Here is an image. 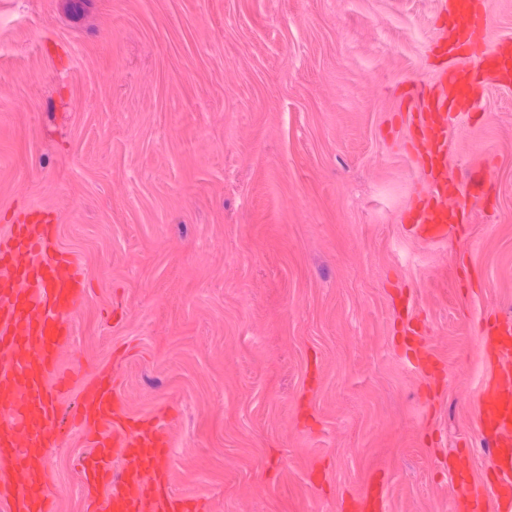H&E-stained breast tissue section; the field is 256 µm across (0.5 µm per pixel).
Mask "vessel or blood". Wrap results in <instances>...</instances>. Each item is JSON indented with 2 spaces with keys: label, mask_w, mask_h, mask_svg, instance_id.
<instances>
[{
  "label": "vessel or blood",
  "mask_w": 512,
  "mask_h": 512,
  "mask_svg": "<svg viewBox=\"0 0 512 512\" xmlns=\"http://www.w3.org/2000/svg\"><path fill=\"white\" fill-rule=\"evenodd\" d=\"M434 17L433 76L410 84L401 100L406 155L420 182L400 222L429 246L467 223L492 188L490 172L463 184L450 167L459 116L488 85L512 82V38L491 39L486 0H434ZM59 227L56 211L38 205L0 225V512H55L61 487L48 455L73 427L86 447L78 458L86 512H205L202 500L174 492L169 433L159 418L126 408L115 363L71 382L67 349L88 301V273L61 246ZM473 335L488 359L474 395L484 476L476 478L471 452L445 455L454 512H512V316L488 315ZM343 508L384 512L382 483Z\"/></svg>",
  "instance_id": "1"
}]
</instances>
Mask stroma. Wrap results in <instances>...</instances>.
Wrapping results in <instances>:
<instances>
[{
  "instance_id": "obj_1",
  "label": "stroma",
  "mask_w": 512,
  "mask_h": 512,
  "mask_svg": "<svg viewBox=\"0 0 512 512\" xmlns=\"http://www.w3.org/2000/svg\"><path fill=\"white\" fill-rule=\"evenodd\" d=\"M433 0H0V225L56 210L91 294L84 371L164 414L177 493L209 512H453L443 453L477 443L472 323L512 312V86L454 164L494 171L466 234L398 214L414 170L398 92L427 81ZM408 297L440 370L413 368ZM469 373L458 381V369ZM70 432L56 512H84ZM342 510L350 512H384V488L381 482H374L344 503Z\"/></svg>"
}]
</instances>
